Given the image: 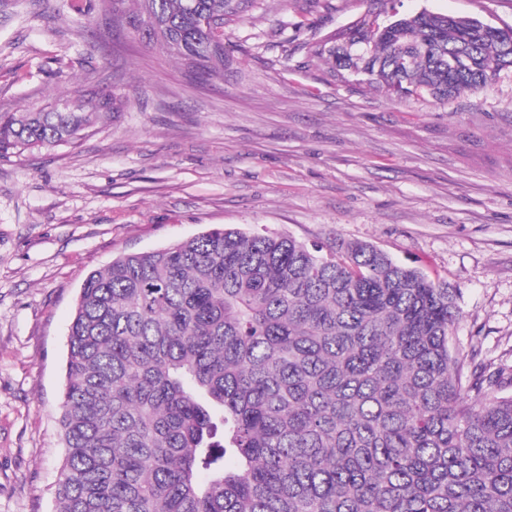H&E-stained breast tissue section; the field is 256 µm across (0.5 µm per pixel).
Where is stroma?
Returning a JSON list of instances; mask_svg holds the SVG:
<instances>
[{
    "label": "stroma",
    "instance_id": "obj_1",
    "mask_svg": "<svg viewBox=\"0 0 512 512\" xmlns=\"http://www.w3.org/2000/svg\"><path fill=\"white\" fill-rule=\"evenodd\" d=\"M0 12V112L104 89L116 120L0 160V512H54L66 334L84 279L212 227L363 242L458 291L453 349L512 366V76L432 106L331 78L305 44L355 18L428 11L512 27V0H252L224 78L101 0Z\"/></svg>",
    "mask_w": 512,
    "mask_h": 512
}]
</instances>
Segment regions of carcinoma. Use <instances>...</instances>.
Returning <instances> with one entry per match:
<instances>
[{"instance_id": "obj_1", "label": "carcinoma", "mask_w": 512, "mask_h": 512, "mask_svg": "<svg viewBox=\"0 0 512 512\" xmlns=\"http://www.w3.org/2000/svg\"><path fill=\"white\" fill-rule=\"evenodd\" d=\"M112 22L224 78L250 0H104ZM310 55L394 101L512 73L473 17H362ZM0 112V160L119 113L92 90ZM456 290L367 243L212 228L84 280L67 336L55 512H512V373L450 349Z\"/></svg>"}]
</instances>
